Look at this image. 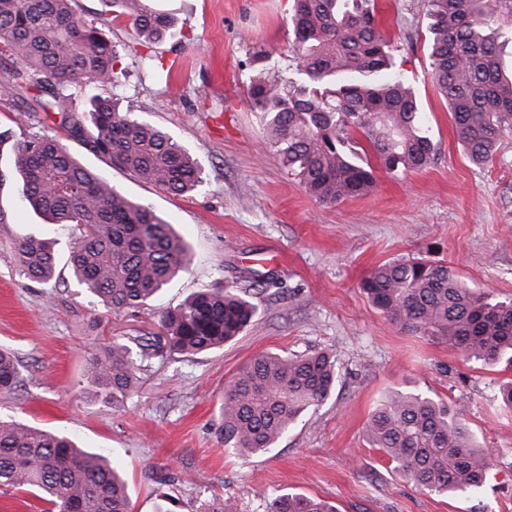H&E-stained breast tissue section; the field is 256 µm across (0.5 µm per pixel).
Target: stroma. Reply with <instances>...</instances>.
Returning a JSON list of instances; mask_svg holds the SVG:
<instances>
[{
	"label": "stroma",
	"mask_w": 512,
	"mask_h": 512,
	"mask_svg": "<svg viewBox=\"0 0 512 512\" xmlns=\"http://www.w3.org/2000/svg\"><path fill=\"white\" fill-rule=\"evenodd\" d=\"M293 0H156L174 20L171 35L147 43L110 0H75L83 19L109 29L125 78L121 109L169 132L196 158L202 182L167 194L106 164L79 141L74 156L135 201L173 224L191 247L186 271L166 287L160 307L237 281L254 268L279 285L252 296L257 314L224 348L174 355L139 372L121 407L97 392L88 360L115 336L155 330L157 309L115 314L76 283L65 262L53 280L23 279L15 244L25 235L71 233L0 190V347L20 362L23 381L0 390V416L62 428L89 449L104 448L124 470L133 512H156L162 495L177 512H198L220 497L224 512H268L283 493L329 500L338 512H512V407L501 389L512 370L464 359L447 345L416 336L375 309L362 289L386 261L422 257L448 262L471 287L512 300V129L493 160L472 164L431 79L427 0H377V23L396 68L413 86L437 148L429 167L393 176L378 172L369 195L325 205L288 176L267 145L248 103L257 54L293 75L288 18ZM40 94L0 96V167L21 140L15 119ZM329 351L336 357L330 397L311 408L267 453L242 458L218 434L224 387L238 368L267 353ZM417 391L447 399L491 455L479 492L444 497L419 489L368 447L362 429L381 398Z\"/></svg>",
	"instance_id": "35a3bbf8"
}]
</instances>
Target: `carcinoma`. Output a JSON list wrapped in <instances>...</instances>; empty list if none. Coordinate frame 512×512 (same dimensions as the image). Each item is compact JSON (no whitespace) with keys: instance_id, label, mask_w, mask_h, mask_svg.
<instances>
[{"instance_id":"obj_1","label":"carcinoma","mask_w":512,"mask_h":512,"mask_svg":"<svg viewBox=\"0 0 512 512\" xmlns=\"http://www.w3.org/2000/svg\"><path fill=\"white\" fill-rule=\"evenodd\" d=\"M74 0H0V55L11 59L0 93L43 96L42 111L64 115L69 137L108 165L158 189L184 194L202 182L196 160L163 129L120 109L110 95L88 101L91 126L66 116L76 91L116 87L118 55L104 29L76 15ZM125 8L138 36L166 37L173 27L150 0H113ZM433 83L448 101L468 159L487 163L512 124V69L491 26L492 0H427ZM375 0H295L291 23L295 78L264 67L248 97L261 114L270 147L288 175L324 204L371 193L376 168L389 174L421 170L437 149L424 128L413 88L395 72L379 32ZM18 124L30 132L14 147L13 166L0 171V190L17 186L22 204L50 224L78 232L67 262L79 286L110 311L149 305L188 261V245L149 206L85 167L42 121L27 111ZM56 240L18 241L20 273L49 283ZM362 288L372 305L413 334L448 345L467 359L512 366V301H492L467 286L454 267L396 259L375 267ZM257 313L233 288L201 290L159 313L164 335L112 338L87 369L112 402L133 391L136 373L164 353L196 355L238 337ZM336 381L329 352L266 353L242 366L225 385L220 436L243 457L270 451ZM20 382L18 360L0 348V390ZM393 470L443 496L477 492L489 451L470 432L461 411L442 398L397 391L385 396L363 430ZM26 490L48 504L43 512H132L127 484L102 451L81 448L62 431L0 418V492ZM269 512H337L305 494L275 497Z\"/></svg>"}]
</instances>
